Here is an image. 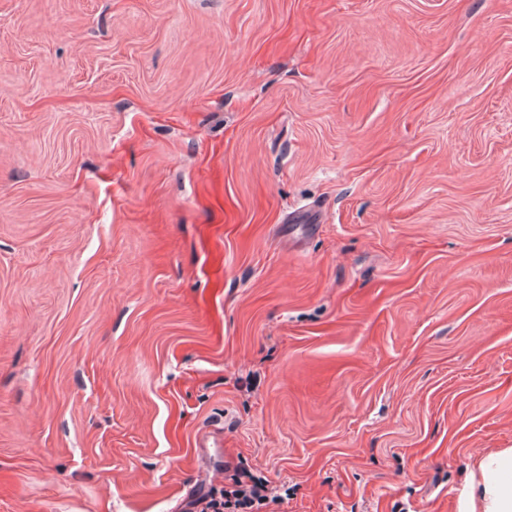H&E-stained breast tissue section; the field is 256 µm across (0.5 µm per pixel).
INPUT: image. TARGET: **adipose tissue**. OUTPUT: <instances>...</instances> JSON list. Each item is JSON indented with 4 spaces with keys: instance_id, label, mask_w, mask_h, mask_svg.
<instances>
[{
    "instance_id": "adipose-tissue-1",
    "label": "adipose tissue",
    "mask_w": 512,
    "mask_h": 512,
    "mask_svg": "<svg viewBox=\"0 0 512 512\" xmlns=\"http://www.w3.org/2000/svg\"><path fill=\"white\" fill-rule=\"evenodd\" d=\"M457 512H512V448L487 454L470 471Z\"/></svg>"
}]
</instances>
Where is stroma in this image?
<instances>
[{
	"label": "stroma",
	"mask_w": 512,
	"mask_h": 512,
	"mask_svg": "<svg viewBox=\"0 0 512 512\" xmlns=\"http://www.w3.org/2000/svg\"><path fill=\"white\" fill-rule=\"evenodd\" d=\"M512 448V0H0V512H457ZM231 483L224 486V501L205 503L200 512H263L270 500L268 486L246 469H235ZM221 507V508H220Z\"/></svg>",
	"instance_id": "35a3bbf8"
}]
</instances>
